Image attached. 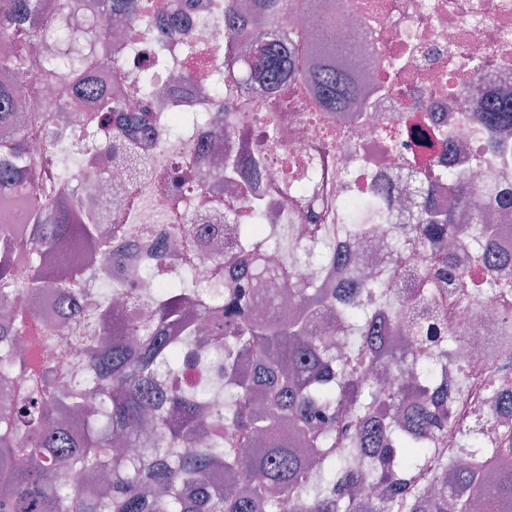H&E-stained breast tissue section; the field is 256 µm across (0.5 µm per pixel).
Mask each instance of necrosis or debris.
Returning <instances> with one entry per match:
<instances>
[{
  "mask_svg": "<svg viewBox=\"0 0 512 512\" xmlns=\"http://www.w3.org/2000/svg\"><path fill=\"white\" fill-rule=\"evenodd\" d=\"M233 2L151 0L136 14L107 18L115 66L98 75L123 101L124 113L143 119L129 131L122 116L114 117L113 137L133 134L139 155L152 164L151 180L143 182L137 167L108 145L74 172V187L102 224L123 226L113 243L117 257L108 264V278L85 276L75 298L64 299L52 287L30 298L34 320L57 326L71 309L97 306L108 293L141 317L152 316L154 286L136 279L135 271L153 263L156 243H163L175 268L191 266L208 276L213 250L185 240L184 215L193 214L204 239L214 225L258 204L288 230L296 283L334 291L382 281L397 299L400 319H426L452 336L466 330L468 344L439 356L457 383L449 393L456 428L446 445L454 450L458 430L474 421L476 408L486 407L488 392L512 394V370L496 347L512 295L502 300L484 286L467 290L435 278L431 249L414 243L407 226L417 217L424 168L455 170L474 190L494 185L512 191V139L500 143L485 112L489 100L512 101V0H271L275 27L288 35L291 75L273 91L256 81L238 88L224 114L222 142L204 127L171 141L167 120L177 112L207 111V97L194 83L139 96L128 87L126 69L154 55L181 68L186 44L202 41L214 45L217 56L199 59L196 74L216 60L239 70L256 29L248 22L225 31ZM328 23L356 57L347 72L354 95L339 111L325 105L314 80L326 64L316 48ZM77 87V80L58 81L42 64L21 77L14 109L28 128L30 152L44 156L49 130L84 124L92 102L78 100ZM215 153L234 166L232 185L215 178ZM175 166L189 175V191L166 187L163 176ZM309 181L311 202L293 191ZM373 224L380 232L358 236ZM476 232V225L460 224L442 240L453 267L481 278L491 270L512 282V207L493 223L494 266L470 247ZM326 246L339 261L324 263Z\"/></svg>",
  "mask_w": 512,
  "mask_h": 512,
  "instance_id": "4bbe7bcc",
  "label": "necrosis or debris"
}]
</instances>
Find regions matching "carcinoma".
<instances>
[{
    "mask_svg": "<svg viewBox=\"0 0 512 512\" xmlns=\"http://www.w3.org/2000/svg\"><path fill=\"white\" fill-rule=\"evenodd\" d=\"M116 0H100L84 25L66 19L40 26L52 8L49 0H0V36L12 33L13 19L32 20L28 42L42 45L59 79L67 81L96 59L92 34L99 31ZM258 26L248 69L253 78L275 85L287 75L288 52L275 38L267 16L253 15ZM22 52L0 57V74L14 76L26 65ZM144 97L156 75L142 69L131 75ZM329 102L339 105L349 93L344 70L329 66L320 75ZM232 89L223 77L206 86L212 111L197 116L212 136L224 135V109ZM76 138L47 139L56 166L52 192L22 198L0 213V246L18 256V266L0 264V302L33 297L53 285L70 296L79 291L82 272L109 255L122 227L100 224L96 210L72 188L73 171L98 148L97 134L118 111L112 92L99 99ZM490 120L504 134L512 131V105L491 101ZM16 124V138L0 146V192L12 189L26 173L40 172L26 148L19 118L0 109V121ZM448 193V213L420 205L409 232L435 246L454 230L455 212L464 209L471 223L483 222V200L450 173L440 174L424 193ZM272 215L256 211L232 235L240 253L244 281L225 283L224 256L212 265L210 292H197V271L185 267L166 273L165 254L141 271L158 285L162 301L146 323L121 312L105 322L73 313L70 348L105 350L86 372L63 383L54 360L32 364L15 341L25 335L26 311L5 316L0 332V381L25 378L26 396L0 410V512H359L363 487L381 494L376 512H502L512 502V428L489 437L483 420L458 436L457 464L448 473L440 437L447 431L448 403L430 391L441 384L429 365L427 350L448 342L466 343L460 334L446 338L433 327H400L360 302L344 301L339 312L340 342L350 349L337 356L301 312L270 307L260 310L251 281L267 277L264 240L275 238ZM284 292L307 309L333 307L325 292L314 293L286 282ZM170 322L183 334L172 343L163 335ZM419 349L414 381L385 396L372 390L366 372L381 367L396 352ZM174 373L184 367L224 377V398L216 399L201 383L162 386L154 367ZM167 427L164 448L151 442L150 426ZM126 437L142 449L135 456L113 447ZM369 457V471L351 469L350 458ZM79 467L106 475L99 489L68 485L57 479L61 468Z\"/></svg>",
    "mask_w": 512,
    "mask_h": 512,
    "instance_id": "cac0c4a2",
    "label": "carcinoma"
}]
</instances>
